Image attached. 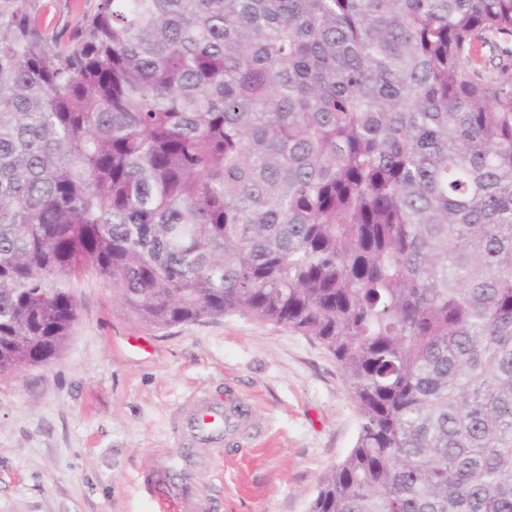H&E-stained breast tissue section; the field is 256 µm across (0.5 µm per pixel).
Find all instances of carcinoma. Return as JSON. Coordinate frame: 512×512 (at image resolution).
I'll list each match as a JSON object with an SVG mask.
<instances>
[{"label": "carcinoma", "mask_w": 512, "mask_h": 512, "mask_svg": "<svg viewBox=\"0 0 512 512\" xmlns=\"http://www.w3.org/2000/svg\"><path fill=\"white\" fill-rule=\"evenodd\" d=\"M0 0V376L73 282L318 342L357 409L309 512H512V0ZM53 1L49 8L46 21L59 28H65L75 24L82 13L91 10L95 0H48Z\"/></svg>", "instance_id": "carcinoma-1"}]
</instances>
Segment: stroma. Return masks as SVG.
<instances>
[{
    "instance_id": "obj_1",
    "label": "stroma",
    "mask_w": 512,
    "mask_h": 512,
    "mask_svg": "<svg viewBox=\"0 0 512 512\" xmlns=\"http://www.w3.org/2000/svg\"><path fill=\"white\" fill-rule=\"evenodd\" d=\"M71 341L46 366L0 377V512H155L140 486L191 391L253 395L259 435L214 459V512H309L352 449L358 415L335 360L288 330L233 315L164 330L113 311L93 274L75 285Z\"/></svg>"
}]
</instances>
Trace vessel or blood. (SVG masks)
I'll list each match as a JSON object with an SVG mask.
<instances>
[{"label": "vessel or blood", "mask_w": 512, "mask_h": 512, "mask_svg": "<svg viewBox=\"0 0 512 512\" xmlns=\"http://www.w3.org/2000/svg\"><path fill=\"white\" fill-rule=\"evenodd\" d=\"M249 395L233 385L190 392L172 417L173 450L159 457L141 477V486L156 512H212V483L203 473L196 451L224 453L239 440L258 433Z\"/></svg>", "instance_id": "obj_1"}]
</instances>
